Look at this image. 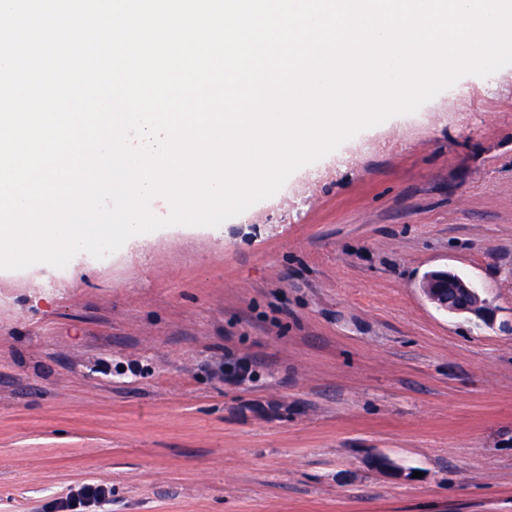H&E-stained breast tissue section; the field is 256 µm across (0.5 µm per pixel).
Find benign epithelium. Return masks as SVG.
Masks as SVG:
<instances>
[{
    "mask_svg": "<svg viewBox=\"0 0 512 512\" xmlns=\"http://www.w3.org/2000/svg\"><path fill=\"white\" fill-rule=\"evenodd\" d=\"M425 298L439 311L448 315L473 316L485 324L493 320L494 312L483 288L471 278L446 268L427 272L419 283ZM372 466L390 477L410 480L413 471L386 456H376Z\"/></svg>",
    "mask_w": 512,
    "mask_h": 512,
    "instance_id": "7a95c632",
    "label": "benign epithelium"
}]
</instances>
